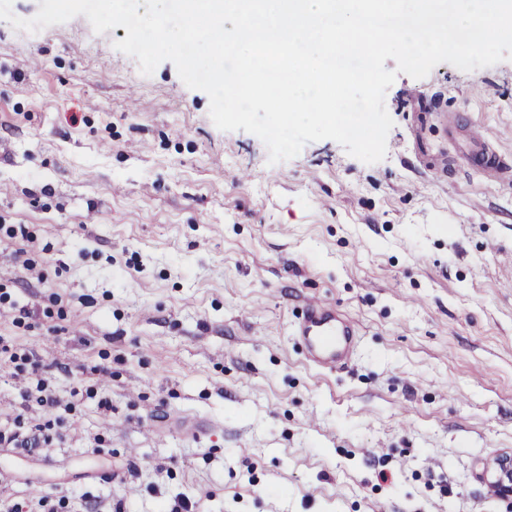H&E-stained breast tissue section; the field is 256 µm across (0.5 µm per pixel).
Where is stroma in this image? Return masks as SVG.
<instances>
[{"mask_svg": "<svg viewBox=\"0 0 512 512\" xmlns=\"http://www.w3.org/2000/svg\"><path fill=\"white\" fill-rule=\"evenodd\" d=\"M85 16L0 20V502L40 512H512V60L398 75L384 159L326 139L269 164L173 63ZM355 324L307 359L308 296ZM42 365L60 402L20 379ZM468 136L469 139L481 149V160L484 170L493 177L510 181L512 176L510 166H508L500 156L494 152H488L485 149L487 140L472 129L468 131ZM51 423L48 421L45 424H35L32 426H26L25 416L19 413L13 423V429L0 430V442L8 441L13 442L17 447L27 448L30 443L36 446L43 439V443L49 442L50 438L48 434H45L46 430H49ZM29 431L31 435L24 434L25 430ZM487 477L491 478V484L499 489L504 498L512 497V457H502L488 471Z\"/></svg>", "mask_w": 512, "mask_h": 512, "instance_id": "35a3bbf8", "label": "stroma"}]
</instances>
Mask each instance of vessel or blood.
<instances>
[{"instance_id": "b4317fda", "label": "vessel or blood", "mask_w": 512, "mask_h": 512, "mask_svg": "<svg viewBox=\"0 0 512 512\" xmlns=\"http://www.w3.org/2000/svg\"><path fill=\"white\" fill-rule=\"evenodd\" d=\"M468 136L481 147L482 166L489 175L503 180L512 178V167L497 154L486 151V139L474 130L469 131ZM296 334L305 343L314 364L332 369L348 357L354 342L355 328L348 317L337 313L334 304L314 299L307 304L305 317L297 326Z\"/></svg>"}]
</instances>
